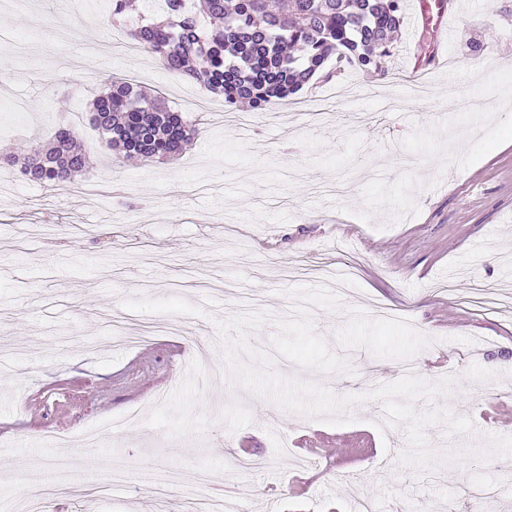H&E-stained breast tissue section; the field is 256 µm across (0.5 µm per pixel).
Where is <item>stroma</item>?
<instances>
[{
  "mask_svg": "<svg viewBox=\"0 0 512 512\" xmlns=\"http://www.w3.org/2000/svg\"><path fill=\"white\" fill-rule=\"evenodd\" d=\"M89 2L0 0V155L22 153L34 135L49 139L62 117L94 175L47 190L15 166L0 197V512H20L36 480L55 482V512L77 504V485L101 490L95 512H180V499L160 506L149 493L144 473L155 467L184 489L207 473L241 512H350L357 488L377 512H453L481 482L499 490L483 512H512V472L473 459L420 477L402 467L405 428L388 424L371 393L406 364L341 351L335 340L346 308H389L431 337L411 363L430 382L454 376L443 403L475 427L430 424L429 448L512 436V306L484 313L468 303L479 284L512 269V0H465L447 60L422 74L407 44L429 37L415 35V0H405L388 75L341 64L332 79L272 99L245 130L213 121L221 100L142 48L113 53L112 0ZM78 56L95 75L84 85L64 66ZM131 72L173 107L203 95L206 111L189 116L201 134L181 158L123 160L92 126L94 96ZM317 104L312 125L303 111ZM31 224L55 233L27 239ZM315 254L356 264L344 311L311 312L353 371L316 377L280 356L274 369L363 395L352 423L312 421L196 371L173 336L129 350L101 326L122 308L133 331L177 315L217 334L218 321L240 311L233 288L289 306L301 282L283 272ZM448 281L450 295L439 289ZM161 390L167 398L155 402ZM132 410L137 422L123 424ZM99 427L101 446L83 447L81 434ZM62 435L81 466L59 483ZM230 445L246 448L252 472L225 454ZM123 463L126 479L113 485Z\"/></svg>",
  "mask_w": 512,
  "mask_h": 512,
  "instance_id": "stroma-1",
  "label": "stroma"
}]
</instances>
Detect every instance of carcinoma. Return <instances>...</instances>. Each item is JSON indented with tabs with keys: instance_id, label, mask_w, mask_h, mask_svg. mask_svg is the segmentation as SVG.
I'll return each mask as SVG.
<instances>
[{
	"instance_id": "1",
	"label": "carcinoma",
	"mask_w": 512,
	"mask_h": 512,
	"mask_svg": "<svg viewBox=\"0 0 512 512\" xmlns=\"http://www.w3.org/2000/svg\"><path fill=\"white\" fill-rule=\"evenodd\" d=\"M130 0H112V21L167 71L186 75L234 108L263 110L298 93L331 57L368 74L385 75L392 36L404 21V0H166L154 19L127 15ZM223 25L205 28L199 16ZM92 124L123 157L169 161L198 129L165 101L125 79H112L92 104ZM22 174L44 186L90 171L75 131L61 122L46 145L28 142Z\"/></svg>"
}]
</instances>
